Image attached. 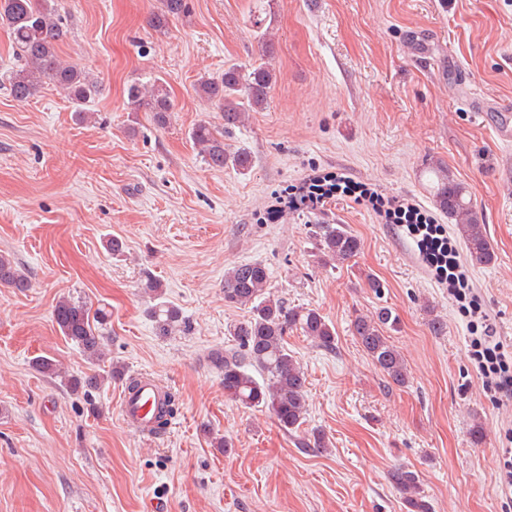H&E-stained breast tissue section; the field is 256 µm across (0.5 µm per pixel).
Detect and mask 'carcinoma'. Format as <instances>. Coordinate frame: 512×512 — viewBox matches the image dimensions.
I'll list each match as a JSON object with an SVG mask.
<instances>
[{
  "label": "carcinoma",
  "mask_w": 512,
  "mask_h": 512,
  "mask_svg": "<svg viewBox=\"0 0 512 512\" xmlns=\"http://www.w3.org/2000/svg\"><path fill=\"white\" fill-rule=\"evenodd\" d=\"M161 12L153 15L151 26L159 32L167 30L169 21L189 11L188 0H161ZM0 26L10 32L19 66L9 77V95L19 102L33 97L49 80L73 104L74 118L86 124L93 118L87 110L99 94L96 78L88 72L59 59L57 46L67 36L62 18L52 0H0ZM275 79L267 62L252 68L232 63L224 68L218 80L202 79L195 91L199 98L216 103L224 114V127L242 123L246 113L258 111L268 104ZM130 111L149 112L154 121L168 123L173 103L160 79L145 83L134 82L127 89ZM190 139L204 161L212 168L232 167L238 171L249 168V155L224 148V133L200 123L190 131ZM436 207L455 221V230L474 259L489 264L494 251L486 225L478 216L466 188L450 173L443 175L434 199ZM316 255L326 263L343 265L361 250V241L343 224H316L312 230ZM0 284L20 292L30 287L24 268L5 255H0ZM270 273L259 262L240 263L224 273V302L249 308V316L228 328L235 344L213 351L209 361L224 377V394L246 408H264L279 426L290 433L305 422L306 378L302 367L288 349L286 336L295 328L326 350L336 348V331L316 309L290 307L269 290ZM150 315L162 335L178 331L182 316L178 309L162 302L154 305ZM110 318L104 307L92 309L82 301L63 297L54 307V320L62 335L76 345L89 359L102 361V330ZM395 323L386 308L367 316L359 314L352 321L353 335L373 364L398 386L408 382L406 363L386 336ZM121 376L113 366L105 376H70L65 386L73 393L88 394L102 386L105 380ZM175 396L167 398L161 409L157 429H166L177 415ZM390 479L402 494L406 512H432L423 499L417 472L398 467Z\"/></svg>",
  "instance_id": "carcinoma-1"
}]
</instances>
